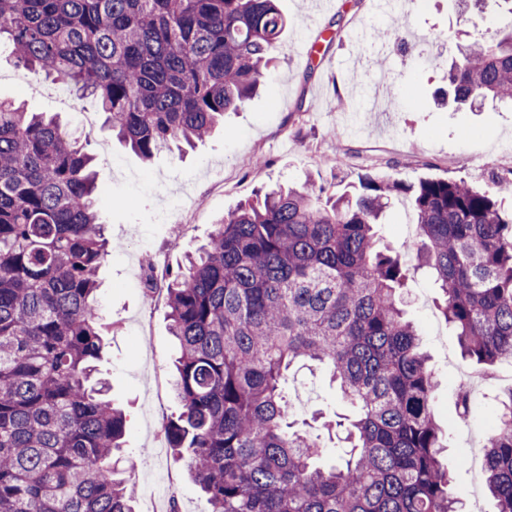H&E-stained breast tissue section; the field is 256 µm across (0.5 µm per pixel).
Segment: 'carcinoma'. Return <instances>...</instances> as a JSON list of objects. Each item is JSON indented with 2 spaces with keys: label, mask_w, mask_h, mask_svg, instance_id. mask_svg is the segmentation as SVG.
<instances>
[{
  "label": "carcinoma",
  "mask_w": 512,
  "mask_h": 512,
  "mask_svg": "<svg viewBox=\"0 0 512 512\" xmlns=\"http://www.w3.org/2000/svg\"><path fill=\"white\" fill-rule=\"evenodd\" d=\"M286 26L278 0H0L16 62L90 95L144 161L203 140L256 92ZM448 100L512 105V24L458 47ZM89 138L0 102V512H135L115 472L125 416L96 378L104 234ZM464 181L359 178L353 196L278 187L224 214L170 273L182 412L165 426L210 512H460L434 372L401 308V253L374 232L393 199L417 216L418 266L462 357L512 363V193ZM326 366L354 408L322 467L295 428L289 370ZM486 486L512 512V389L492 410Z\"/></svg>",
  "instance_id": "obj_1"
}]
</instances>
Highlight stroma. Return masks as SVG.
Masks as SVG:
<instances>
[{"mask_svg":"<svg viewBox=\"0 0 512 512\" xmlns=\"http://www.w3.org/2000/svg\"><path fill=\"white\" fill-rule=\"evenodd\" d=\"M334 2L318 16L309 0H282L288 26L259 93L194 148L148 163L102 130L104 116L91 99L74 95L63 108L62 88L52 79L39 76L31 86L0 80V100L59 113L68 132L81 133L82 113L95 115L92 150L99 159L101 220L107 235L122 244L100 273L99 300L112 330L99 369L125 411V446L136 477L170 473L181 512H209V505L188 476L187 458L167 447L157 455L147 451L153 423H166L180 411L172 389L177 343L164 300L147 301L131 279V257L163 250L169 267H176L224 213L265 184L307 182L340 195L359 175L370 173L408 182L463 180L484 188L491 172L512 168V108L485 103L459 110L437 103L448 86L460 32L494 31L504 8L480 14L463 0H428L423 8L399 0L398 11L384 16L376 13L373 0ZM381 28L389 29V39H377ZM302 38L312 49L310 57L297 50ZM374 88L399 101V109L368 111L363 95ZM415 99L422 101L421 111H413ZM175 202L185 206L179 223L166 213ZM415 224L410 201H392L376 226L381 245L404 246L405 230ZM405 287L406 315L422 332L435 373V415L448 445L441 460L453 469L452 491L474 512H496L484 491L483 469L458 470L454 463L461 452L483 447L486 413L512 388V365L492 369L473 392L468 421H461L456 387L475 365L462 360L457 336L438 311L441 292L432 274L409 270ZM288 387L298 419L317 413L333 423L352 413L326 368L295 366Z\"/></svg>","mask_w":512,"mask_h":512,"instance_id":"obj_1","label":"stroma"}]
</instances>
